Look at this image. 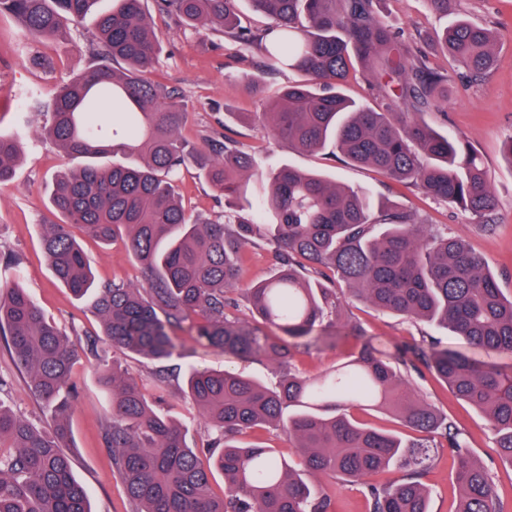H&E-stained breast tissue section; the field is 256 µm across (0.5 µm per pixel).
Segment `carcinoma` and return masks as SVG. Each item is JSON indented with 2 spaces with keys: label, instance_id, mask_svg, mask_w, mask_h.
Returning a JSON list of instances; mask_svg holds the SVG:
<instances>
[{
  "label": "carcinoma",
  "instance_id": "carcinoma-1",
  "mask_svg": "<svg viewBox=\"0 0 512 512\" xmlns=\"http://www.w3.org/2000/svg\"><path fill=\"white\" fill-rule=\"evenodd\" d=\"M97 0H0L32 41L68 39ZM242 0H156L183 26L259 43L267 72L299 75L262 113L274 137L317 152L331 141L350 165L371 168L399 185L456 204L478 218L498 207L483 166L462 138L438 131L427 112L448 101V74L412 55L377 10L380 0H247L267 23L260 33L239 24ZM144 0H114L95 17L98 62L62 82L47 100L32 93L27 109L45 117L41 138L89 162L63 169L49 197L41 244L58 281L90 295L112 347L100 383L107 396L104 443L125 486L131 512H332L330 495L312 478L360 487L367 512H430L423 482L434 455L456 460L453 512H502L488 468L456 426L408 388L426 369L483 415L497 455L512 464V372L473 360L434 339L392 359L363 344L332 374L296 370L294 349L340 306V279L351 297L415 322L436 324L488 353H512V297L502 294L486 260L469 242L432 233L411 212L361 187L283 165L260 176L249 154L227 139L208 152L186 149L180 96L151 78L160 48ZM498 35L457 16L436 46L474 79L496 62ZM356 71L385 101L374 109L345 94ZM110 112H98L99 102ZM20 140L0 133V182L13 173ZM195 166L235 207L227 223L191 219L173 179ZM104 246L124 242L145 282L95 283L72 229ZM273 246L277 268L244 288L255 321L229 318L227 292L246 252ZM204 349L262 358L279 381L266 387L242 373L193 368L181 392L207 423V450L155 409L147 388L123 365L137 356L164 362L185 354L175 331ZM0 335L30 390L52 414L48 431L5 409L0 400V512H92L73 475L70 386L76 342L17 284L0 285ZM366 401L387 407L410 439L356 420ZM286 429L296 441L286 458L245 445L259 430ZM391 468L400 478L381 482ZM224 493H214V473Z\"/></svg>",
  "mask_w": 512,
  "mask_h": 512
}]
</instances>
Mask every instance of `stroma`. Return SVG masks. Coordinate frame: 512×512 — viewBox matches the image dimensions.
Returning a JSON list of instances; mask_svg holds the SVG:
<instances>
[{
  "label": "stroma",
  "mask_w": 512,
  "mask_h": 512,
  "mask_svg": "<svg viewBox=\"0 0 512 512\" xmlns=\"http://www.w3.org/2000/svg\"><path fill=\"white\" fill-rule=\"evenodd\" d=\"M144 6L160 41L152 77L179 92L185 108L180 134L191 147L205 151L211 141L228 136L252 155L256 172L289 164L336 176L341 183L363 187L376 198H392L425 223L465 237L497 274L504 294L512 295V161L506 157V145L512 139V0H455V14L487 24L499 34L496 66L476 81L451 58L433 50L431 42L448 19L435 13L428 0H381L379 5L382 18L394 28L400 41L426 56L430 67L449 77L446 105L442 111L428 113L427 119L439 129L462 136L480 157L499 200L498 209L486 225L415 187L395 185L376 171L343 163L334 144L316 153L297 151L287 141L268 136L258 121L241 120V113L262 111L264 102L274 99L282 86L294 80V73L265 75L262 97H250L243 78L257 71L256 62L261 56L257 45H242L227 36H205L185 29L158 12L153 0H145ZM94 49L92 20H85L81 29L73 31L69 43L34 44L25 39L13 16L0 14V132L17 131L22 135V153L14 175L8 183L0 184V282H20L48 318L81 335L99 333V321L90 310L89 300L75 298L57 281L41 246L53 179L60 170L79 166L80 161L36 135L38 121L26 112L25 97L32 91L50 96L62 80L88 70L94 63ZM176 185L195 219L223 220V200L195 167L183 169ZM81 243L97 281L142 283L141 269L123 242L104 247L85 237ZM10 255L18 258L19 271L7 269L6 258ZM336 291L344 299L330 339L300 350L295 358L303 374L314 376L332 370L368 340L376 348L393 353L419 345L422 336L432 335L445 345L468 350L465 342L436 326H415L347 298L344 282H337ZM172 364L182 372L192 366L235 370L268 386L277 381L274 368L265 360H239L203 348L173 359ZM0 379L10 388L6 407L23 414L38 428L49 429L50 411L32 396L25 374L16 368L1 338ZM72 380L78 391L72 413L74 474L86 487L93 512H130L112 466V454L103 441L107 401L97 357L78 353ZM409 386L455 423L473 456L491 470L503 512H512V467L499 461L482 415L431 375L412 376ZM155 405L187 426L197 445H204L205 424L178 389H170L156 399ZM425 482L431 492L432 512H452V460L447 451H439Z\"/></svg>",
  "instance_id": "35a3bbf8"
}]
</instances>
